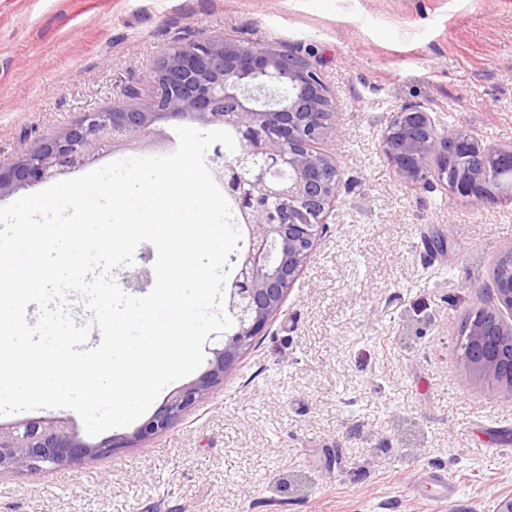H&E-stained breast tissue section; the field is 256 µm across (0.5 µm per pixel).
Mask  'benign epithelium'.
<instances>
[{"mask_svg": "<svg viewBox=\"0 0 512 512\" xmlns=\"http://www.w3.org/2000/svg\"><path fill=\"white\" fill-rule=\"evenodd\" d=\"M145 89V107L86 112L64 135L0 166L1 196L89 164L103 148L120 147L161 118L234 130L239 151L224 159L216 178L248 238L225 287V308L235 327L208 349L205 374L169 393L136 430L139 441L168 431L194 411L279 313L338 193L336 162L314 145L340 136L335 104L316 65L291 51L227 36L177 42L150 70ZM382 150L402 183L424 185L433 176L450 194L476 202L494 197L493 189L501 187L500 162H512V149L484 145L468 133H440L429 113L417 107L392 116ZM492 299L495 305L477 314L462 336V358L512 388V246L494 264ZM129 444L114 436L89 445L66 419L0 423V471L73 467Z\"/></svg>", "mask_w": 512, "mask_h": 512, "instance_id": "7a95c632", "label": "benign epithelium"}]
</instances>
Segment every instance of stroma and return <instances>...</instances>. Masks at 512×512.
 <instances>
[{"instance_id": "stroma-1", "label": "stroma", "mask_w": 512, "mask_h": 512, "mask_svg": "<svg viewBox=\"0 0 512 512\" xmlns=\"http://www.w3.org/2000/svg\"><path fill=\"white\" fill-rule=\"evenodd\" d=\"M310 57L336 99V207L280 313L196 410L110 457L0 472V512H492L512 494V391L461 357L512 244V194L408 190L402 108L512 148V0H0V165L125 105L173 43ZM161 119L98 164L166 155ZM156 251L114 277L148 293Z\"/></svg>"}]
</instances>
